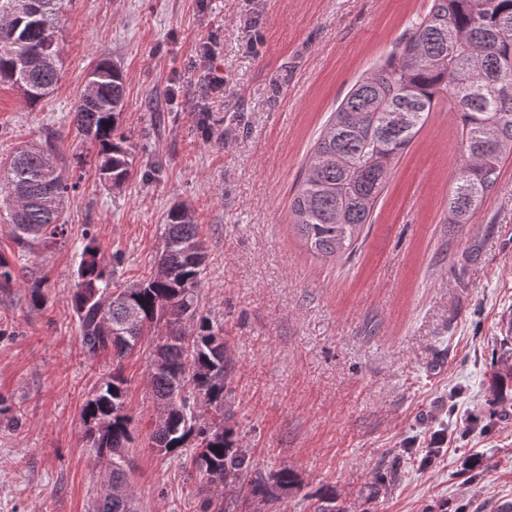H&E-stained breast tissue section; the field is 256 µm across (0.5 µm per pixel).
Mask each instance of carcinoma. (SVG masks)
<instances>
[{
    "label": "carcinoma",
    "mask_w": 512,
    "mask_h": 512,
    "mask_svg": "<svg viewBox=\"0 0 512 512\" xmlns=\"http://www.w3.org/2000/svg\"><path fill=\"white\" fill-rule=\"evenodd\" d=\"M65 0H0V84L37 106L60 80L59 44ZM75 102L76 136L97 145L100 180L119 188L133 156L118 132L124 77L111 60ZM461 127L464 163L448 196L444 223L460 230L471 223L512 157V0H431L408 36L367 76L358 80L324 122L291 203V226L306 249L325 261L352 256L368 235L381 195L404 151L443 96ZM56 136L13 155L0 175L8 192L5 223L17 245L16 265L0 255V288L22 277L30 303L42 307L46 279L24 263L38 246L65 238V196L75 188L53 162ZM160 272L112 290L113 270L97 239L83 234L71 305L86 353L112 357V374L95 389L82 420L95 460L111 467L112 485H127L131 419L122 362L151 329L161 326L164 362L150 376L160 405L174 403L151 439L159 453L180 458L195 448L191 464L210 491L236 484L248 473L247 451L234 447L225 427L224 387L231 377L221 326L199 310L204 274L197 224L181 205L168 209ZM94 512H137L135 496L104 487Z\"/></svg>",
    "instance_id": "carcinoma-1"
}]
</instances>
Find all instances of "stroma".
Here are the masks:
<instances>
[{
	"label": "stroma",
	"mask_w": 512,
	"mask_h": 512,
	"mask_svg": "<svg viewBox=\"0 0 512 512\" xmlns=\"http://www.w3.org/2000/svg\"><path fill=\"white\" fill-rule=\"evenodd\" d=\"M431 0H69L61 79L27 107L0 85V165L58 133L55 163L76 188L65 241L0 290V512H91L103 473L82 409L112 359L81 348L70 296L84 231L114 280L153 273L163 216L187 206L206 243L202 306L224 324L232 376L224 406L252 476L292 470L273 499L225 488L243 512H314L332 492L345 512H512V401L494 393L512 364V160L471 224L444 222L462 166L461 133L440 103L387 183L350 258L314 257L290 202L330 112L385 60ZM213 41L224 92L198 64ZM111 58L125 76L118 130L133 154L105 188L71 109L88 72ZM207 113H200V106ZM151 342L124 363L131 484L139 512H203L209 492L160 455L147 381ZM388 481H380V474Z\"/></svg>",
	"instance_id": "stroma-1"
}]
</instances>
